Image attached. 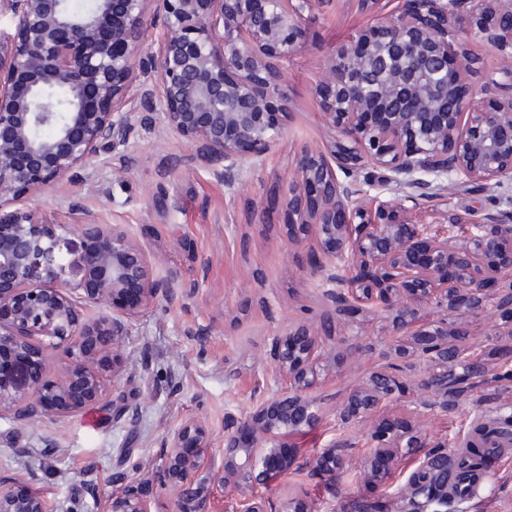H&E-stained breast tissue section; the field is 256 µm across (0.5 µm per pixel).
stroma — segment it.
<instances>
[{
	"mask_svg": "<svg viewBox=\"0 0 512 512\" xmlns=\"http://www.w3.org/2000/svg\"><path fill=\"white\" fill-rule=\"evenodd\" d=\"M397 0H380L376 15L353 0H327L303 12V36L282 81L289 103L271 148L245 158L233 180L201 161L191 142L162 120L133 122L127 163L94 159L62 189L25 198L58 237L66 258L60 278L84 274L82 212L98 223L120 225L148 253L156 277H172L169 299L132 321L121 354L124 371L106 400L87 412L19 428L0 419V468L35 472L30 491L58 512H96L85 485L116 494L121 479L143 477L160 462L162 440L184 420L197 417L211 430L200 463L209 467L224 446L229 418L255 415L286 383L269 361L272 336L303 328L321 340L323 358L310 390L320 420L288 437L286 474L262 493L272 512L295 503L300 512H391V500L421 464L426 447H463L482 419L512 415L508 367L491 371L448 411L427 408V394L410 378L402 396L364 413L353 425L337 418L351 389L387 363L391 342L384 314L366 309L334 316L326 300L332 282L308 274L318 251L311 224L288 220L285 199L302 149L329 152L334 132L315 95L336 47L374 18H387ZM95 426H86V416ZM395 432L383 469L368 461L377 430ZM419 433L425 448L406 447L399 432ZM343 445L345 462L334 476L317 472L327 448ZM486 493L461 512H512V447L488 457Z\"/></svg>",
	"mask_w": 512,
	"mask_h": 512,
	"instance_id": "obj_1",
	"label": "stroma"
}]
</instances>
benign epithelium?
I'll list each match as a JSON object with an SVG mask.
<instances>
[{
    "instance_id": "obj_1",
    "label": "benign epithelium",
    "mask_w": 512,
    "mask_h": 512,
    "mask_svg": "<svg viewBox=\"0 0 512 512\" xmlns=\"http://www.w3.org/2000/svg\"><path fill=\"white\" fill-rule=\"evenodd\" d=\"M327 2L93 0L74 13L67 0H0V13L14 21L13 32L0 34V352L19 358L12 378L0 375V418L24 428L103 401L108 382L123 371L118 350L131 321L170 294L122 228L91 213L80 230L100 246L85 254L80 282L56 283L64 265L56 236L35 210L16 203L64 186L103 154L124 158L132 121L124 108L136 92L208 165L231 176L280 134L281 80L301 36L295 18ZM400 2L394 17L359 31L331 57L315 95L337 139L329 157L301 154L287 206L295 223L317 226L323 257L311 259L309 274L340 285L327 294L335 315L353 314L361 303L385 313L401 337L395 358L421 373L432 406L446 411L487 360L512 362V343L486 348L468 328L493 296L501 335L512 340V207H446V223L473 228L461 244L406 222L403 213L435 197L430 189L443 177L495 187L512 180V95L501 96L502 83L455 40L466 32L512 60V0ZM151 6L161 21L159 49L137 67ZM367 163L382 170L369 186L410 191L397 200L367 194L357 179ZM131 290L132 305L117 313H84ZM403 292L419 293L441 312L433 330L409 342L403 337L417 310L398 302ZM48 347L62 351L55 366L44 355ZM107 350L109 377L97 367ZM269 357L289 378L288 391L257 415L226 422L220 464L201 470L196 450L209 446L210 432L204 421L188 419L166 436L149 478L127 482L116 495L87 487L99 512H151L153 484L170 491L167 512H210L215 484L227 481L243 496L241 512H268L254 487L288 471L275 438L319 419L306 332L273 337ZM403 393L399 369L376 371L349 393L340 420L352 424ZM389 456L385 434L374 435L370 464ZM342 461L340 449L329 448L320 470L334 473ZM447 471V449L426 454L394 512H430L432 499L447 498V485L430 479ZM0 512L55 510L23 489L19 473L0 469Z\"/></svg>"
}]
</instances>
